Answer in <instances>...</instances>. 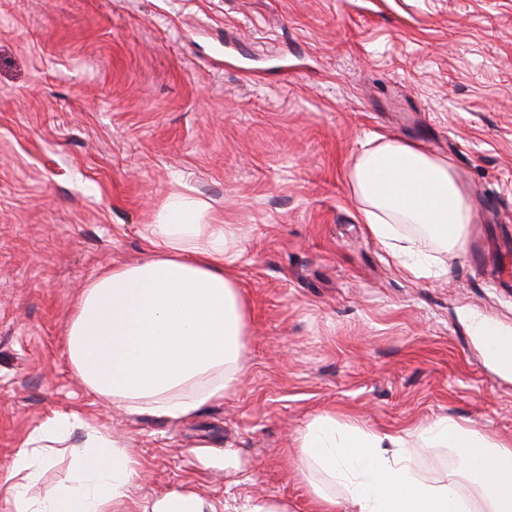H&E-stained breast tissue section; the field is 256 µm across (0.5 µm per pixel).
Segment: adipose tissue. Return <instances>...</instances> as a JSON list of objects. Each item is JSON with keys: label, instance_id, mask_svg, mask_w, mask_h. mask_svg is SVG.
Masks as SVG:
<instances>
[{"label": "adipose tissue", "instance_id": "obj_1", "mask_svg": "<svg viewBox=\"0 0 512 512\" xmlns=\"http://www.w3.org/2000/svg\"><path fill=\"white\" fill-rule=\"evenodd\" d=\"M351 179L360 221L413 276H431L432 263L400 244L399 225H419L451 252L464 246L474 215L448 161L415 142L379 135L365 143ZM209 212L206 201L170 194L146 229V258L113 266L79 297L66 356L82 383L109 404L145 405L184 420L223 400L243 370L248 307L232 269L239 238L234 225ZM77 429L85 438L68 483L29 495L56 446ZM419 436L456 451L463 474L479 486L484 512H512L511 446L445 418ZM299 443L342 488L337 498L317 493L319 512H471L457 480L420 476L401 434L320 415ZM138 479V463L119 439L80 412H56L15 451L0 494L12 512H141Z\"/></svg>", "mask_w": 512, "mask_h": 512}]
</instances>
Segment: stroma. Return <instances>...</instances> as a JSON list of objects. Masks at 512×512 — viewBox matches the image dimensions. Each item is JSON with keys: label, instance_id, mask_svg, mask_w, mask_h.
I'll list each match as a JSON object with an SVG mask.
<instances>
[{"label": "stroma", "instance_id": "1", "mask_svg": "<svg viewBox=\"0 0 512 512\" xmlns=\"http://www.w3.org/2000/svg\"><path fill=\"white\" fill-rule=\"evenodd\" d=\"M448 160L475 214L438 270L397 266L358 219L368 137ZM236 225L246 368L189 420L105 406L74 374L79 294L139 260L167 196ZM512 331V0H0V477L53 412L120 435L141 496L316 512L297 437L331 415L418 436L438 417L512 446V375L466 314Z\"/></svg>", "mask_w": 512, "mask_h": 512}]
</instances>
